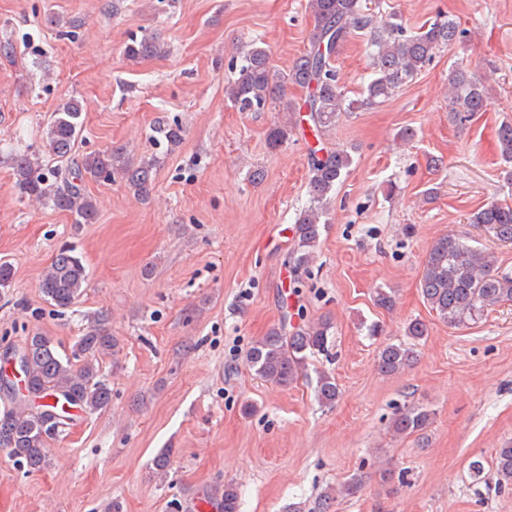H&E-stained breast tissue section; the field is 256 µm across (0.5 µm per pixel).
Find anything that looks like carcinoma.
I'll return each mask as SVG.
<instances>
[{
	"label": "carcinoma",
	"mask_w": 512,
	"mask_h": 512,
	"mask_svg": "<svg viewBox=\"0 0 512 512\" xmlns=\"http://www.w3.org/2000/svg\"><path fill=\"white\" fill-rule=\"evenodd\" d=\"M314 26L308 49L287 73L271 65L269 52L251 45L231 65L233 78L225 86L227 97L244 112L261 111L268 102L293 84L308 91L305 112L317 136L336 125L342 112L368 109L388 101L411 81L438 49L464 37L465 31L451 18L435 20L421 31L410 34L399 18L384 21L364 12L361 0H309ZM370 33L372 79L361 98L348 100L340 86L334 66L338 48L355 31ZM167 46L159 37L133 38L124 48L130 60L162 56ZM450 102L455 119L464 124L490 105L486 79L464 68L448 74ZM86 105L70 98L56 109L46 129L43 152L23 151L12 157L15 187L29 201L65 212L75 224H94L98 220L95 200L85 193L87 179L114 182L123 180L141 201L153 193L160 158L151 156L133 163L123 147L109 152L90 153L75 158V145L81 138ZM156 133L170 147L183 140V128L175 122L160 123ZM288 139V121L273 124L267 134L270 148ZM502 159L512 162V124L499 131ZM48 155L59 161L51 166ZM353 163L345 148L312 149L309 153L308 205L296 213L293 231V263L308 268L316 258L326 217V204ZM470 223L484 227L497 240L512 243V205L491 203L472 214ZM88 284L87 267L71 247L57 251L42 275L40 288L46 300L59 311L70 308ZM422 297L440 319L450 327L464 326L485 311L512 302V273L496 267L493 253L476 248L465 238L446 234L430 247L419 280ZM332 324L327 319L310 320L288 327L286 323L270 329L249 348L248 367L260 378L287 386L306 368L308 355L328 348ZM427 335L426 325L413 320L405 327L406 340L383 345L377 354V370L393 376L411 367L417 360L416 343ZM118 340L112 336L108 313L90 318L79 336L72 357L62 358L54 340L35 333L23 347L22 381L28 395L12 401L0 411V450L28 473L43 470L48 462L47 443L65 431L71 413L68 405L95 413L107 409L112 401L109 383L99 375L98 358L116 353ZM339 396L336 380L320 372L316 398L330 407ZM431 413L412 408L395 415L390 430L396 435L422 436ZM492 476L496 484H512V442L495 449ZM361 483L352 478L340 488L325 492L322 509L330 507L335 495H353ZM211 494L222 499V512H238L239 496L231 484L217 485Z\"/></svg>",
	"instance_id": "carcinoma-1"
}]
</instances>
